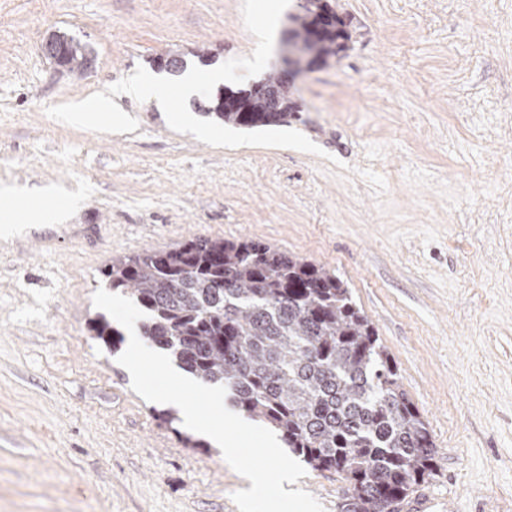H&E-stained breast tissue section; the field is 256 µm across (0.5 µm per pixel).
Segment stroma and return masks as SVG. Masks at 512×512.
Returning <instances> with one entry per match:
<instances>
[{
	"label": "stroma",
	"mask_w": 512,
	"mask_h": 512,
	"mask_svg": "<svg viewBox=\"0 0 512 512\" xmlns=\"http://www.w3.org/2000/svg\"><path fill=\"white\" fill-rule=\"evenodd\" d=\"M350 46L298 75L324 150L212 147L123 95L138 129L50 119L157 56L251 55L242 0H0V175L79 202L55 249L0 254V512H238L247 483L89 330L112 256L259 240L322 266L371 321L432 435L437 512H512V0H330ZM87 46L83 72L43 55ZM301 489L341 512L342 475Z\"/></svg>",
	"instance_id": "obj_1"
}]
</instances>
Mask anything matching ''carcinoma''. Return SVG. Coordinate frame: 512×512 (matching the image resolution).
<instances>
[{"mask_svg": "<svg viewBox=\"0 0 512 512\" xmlns=\"http://www.w3.org/2000/svg\"><path fill=\"white\" fill-rule=\"evenodd\" d=\"M322 0L290 16L298 63H327L350 35L318 30ZM65 69L83 71L85 46L69 40ZM252 111L212 98L205 113L240 127L286 125L280 111L240 89ZM114 289L149 316L148 341L203 383L229 388L239 409L280 432L294 454L348 483L342 512H400L436 470L431 433L402 389L372 323L336 274L256 241L199 237L168 250L118 255L105 270ZM90 330L117 347L121 333L100 317Z\"/></svg>", "mask_w": 512, "mask_h": 512, "instance_id": "1", "label": "carcinoma"}]
</instances>
